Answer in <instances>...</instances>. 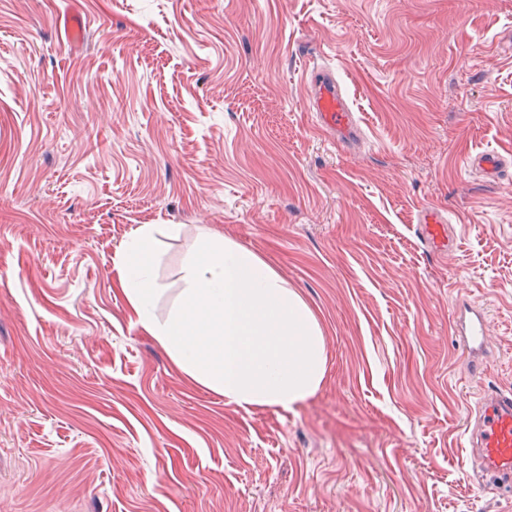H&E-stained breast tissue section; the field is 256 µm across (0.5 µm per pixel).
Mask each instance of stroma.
<instances>
[{
    "label": "stroma",
    "mask_w": 512,
    "mask_h": 512,
    "mask_svg": "<svg viewBox=\"0 0 512 512\" xmlns=\"http://www.w3.org/2000/svg\"><path fill=\"white\" fill-rule=\"evenodd\" d=\"M79 19L97 43L69 39ZM360 135L315 125L308 67ZM512 0H0V512H512L465 453L512 390ZM445 211L456 251L412 220ZM207 234L258 253L326 338L319 391L246 411L136 326ZM487 308L480 373L456 304Z\"/></svg>",
    "instance_id": "stroma-1"
}]
</instances>
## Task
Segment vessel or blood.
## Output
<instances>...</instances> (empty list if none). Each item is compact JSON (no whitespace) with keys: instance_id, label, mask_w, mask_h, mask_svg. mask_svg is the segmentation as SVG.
Masks as SVG:
<instances>
[{"instance_id":"vessel-or-blood-1","label":"vessel or blood","mask_w":512,"mask_h":512,"mask_svg":"<svg viewBox=\"0 0 512 512\" xmlns=\"http://www.w3.org/2000/svg\"><path fill=\"white\" fill-rule=\"evenodd\" d=\"M313 112L318 127L332 139L342 142L357 136V123L346 104L331 71L313 69L311 80ZM419 233L431 252L453 248L455 238L440 210L425 207L418 211ZM489 317L484 308L470 304L454 323L462 340L472 372H480L489 351ZM471 457L480 461L482 470L494 479H512V392L498 390L484 393L473 414L466 439Z\"/></svg>"}]
</instances>
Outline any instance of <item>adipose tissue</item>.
I'll use <instances>...</instances> for the list:
<instances>
[{
  "label": "adipose tissue",
  "instance_id": "adipose-tissue-1",
  "mask_svg": "<svg viewBox=\"0 0 512 512\" xmlns=\"http://www.w3.org/2000/svg\"><path fill=\"white\" fill-rule=\"evenodd\" d=\"M154 225H140L122 246V288L138 325L180 372L243 410H290L320 389L324 333L308 304L256 252L232 239L204 241L183 269L184 286L165 320L148 263Z\"/></svg>",
  "mask_w": 512,
  "mask_h": 512
}]
</instances>
